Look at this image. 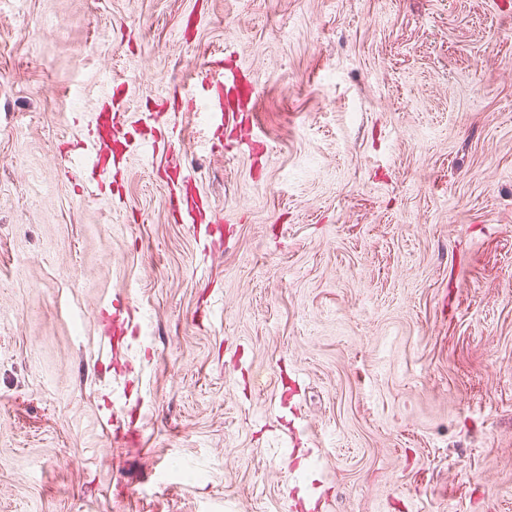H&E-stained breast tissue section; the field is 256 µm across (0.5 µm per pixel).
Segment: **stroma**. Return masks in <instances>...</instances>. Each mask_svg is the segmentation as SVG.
I'll use <instances>...</instances> for the list:
<instances>
[{"label": "stroma", "mask_w": 512, "mask_h": 512, "mask_svg": "<svg viewBox=\"0 0 512 512\" xmlns=\"http://www.w3.org/2000/svg\"><path fill=\"white\" fill-rule=\"evenodd\" d=\"M219 60L254 79L220 132L181 109ZM107 86L176 159L88 198ZM293 489L512 512V0H0V512ZM95 123V124H94ZM112 135V130L102 134L98 119L92 120L87 126V132L79 143L78 152L70 157L71 168L76 170H106L107 164L114 153V145L117 142Z\"/></svg>", "instance_id": "stroma-1"}]
</instances>
